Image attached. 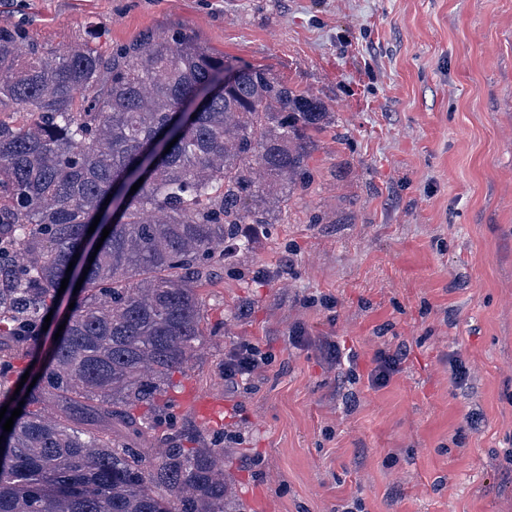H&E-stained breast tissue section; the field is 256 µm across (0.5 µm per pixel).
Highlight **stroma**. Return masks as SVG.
I'll return each mask as SVG.
<instances>
[{
    "mask_svg": "<svg viewBox=\"0 0 512 512\" xmlns=\"http://www.w3.org/2000/svg\"><path fill=\"white\" fill-rule=\"evenodd\" d=\"M11 26L103 53L183 30L325 107L310 186L203 282L213 334L174 377L231 512H512V0H0ZM240 342L271 362L234 385Z\"/></svg>",
    "mask_w": 512,
    "mask_h": 512,
    "instance_id": "35a3bbf8",
    "label": "stroma"
}]
</instances>
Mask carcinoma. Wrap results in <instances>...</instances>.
Masks as SVG:
<instances>
[{"mask_svg":"<svg viewBox=\"0 0 512 512\" xmlns=\"http://www.w3.org/2000/svg\"><path fill=\"white\" fill-rule=\"evenodd\" d=\"M0 107L28 114L0 119V408L9 418L24 402L12 431L0 421V512H227L224 447L186 448L148 413L205 343L207 271L249 250L242 225L272 223L308 185L320 102L185 31L102 54L49 49L14 26L0 27ZM154 140L159 157L131 195ZM98 214L111 231L94 255ZM65 296L75 305L51 356L15 392L25 369L9 350L32 354Z\"/></svg>","mask_w":512,"mask_h":512,"instance_id":"cac0c4a2","label":"carcinoma"}]
</instances>
